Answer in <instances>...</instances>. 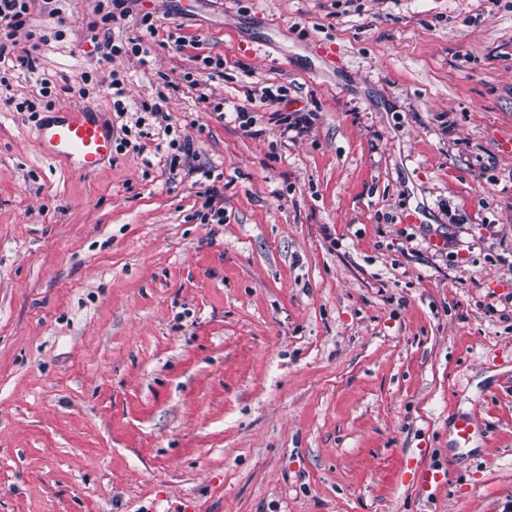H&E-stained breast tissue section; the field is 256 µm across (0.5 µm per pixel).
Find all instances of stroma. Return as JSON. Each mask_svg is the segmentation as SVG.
I'll return each mask as SVG.
<instances>
[{"mask_svg":"<svg viewBox=\"0 0 512 512\" xmlns=\"http://www.w3.org/2000/svg\"><path fill=\"white\" fill-rule=\"evenodd\" d=\"M96 4L32 0L0 65V512H512V0H150L110 63ZM114 68L223 223L158 137L40 152L42 83L110 116ZM169 148L174 150L167 163L169 171H174L177 167L186 166L187 159L194 154L193 143L189 137H185L183 140H170L168 144Z\"/></svg>","mask_w":512,"mask_h":512,"instance_id":"1","label":"stroma"}]
</instances>
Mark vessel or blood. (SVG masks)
Instances as JSON below:
<instances>
[{
  "label": "vessel or blood",
  "mask_w": 512,
  "mask_h": 512,
  "mask_svg": "<svg viewBox=\"0 0 512 512\" xmlns=\"http://www.w3.org/2000/svg\"><path fill=\"white\" fill-rule=\"evenodd\" d=\"M114 142L111 123L82 106L52 110L39 128L42 154L86 174L111 160Z\"/></svg>",
  "instance_id": "b4317fda"
}]
</instances>
